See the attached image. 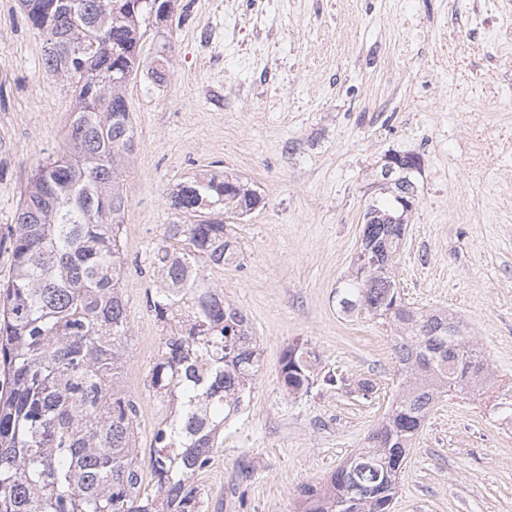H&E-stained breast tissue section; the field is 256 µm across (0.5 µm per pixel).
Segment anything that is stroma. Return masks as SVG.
Instances as JSON below:
<instances>
[{
    "label": "stroma",
    "mask_w": 512,
    "mask_h": 512,
    "mask_svg": "<svg viewBox=\"0 0 512 512\" xmlns=\"http://www.w3.org/2000/svg\"><path fill=\"white\" fill-rule=\"evenodd\" d=\"M473 0H175L148 24L125 95L136 150L124 174L129 359L122 389L140 405V461L171 411L146 385L175 327L146 306L140 272L176 186L208 169L256 188L233 225L241 267L210 279L246 315L263 357L250 401L224 425L197 482L203 512H297L363 447L398 394L390 333L341 311L371 185L386 155L411 152L416 206L394 267L406 302L443 310L484 348L488 395L439 403L401 474L392 512H512V15ZM237 17V27L224 19ZM43 35L19 0H0V237L39 164L66 151L71 82L46 71ZM165 55L167 79L152 70ZM301 344L340 387L285 392L281 357ZM371 392H362V384ZM249 475H241L242 466Z\"/></svg>",
    "instance_id": "stroma-1"
}]
</instances>
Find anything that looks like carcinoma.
<instances>
[{
    "mask_svg": "<svg viewBox=\"0 0 512 512\" xmlns=\"http://www.w3.org/2000/svg\"><path fill=\"white\" fill-rule=\"evenodd\" d=\"M21 0L31 27L55 40L43 65L74 81L67 154L32 175L16 223L7 233L11 275L0 284V512H201L197 475L214 457L224 423L237 413L261 367L262 353L245 315L224 300L207 269L241 266L230 219L260 203L236 178L201 173L171 208L194 219L167 224L146 253L156 277L147 305L163 323L189 328L161 338L148 387L175 404L153 433L152 495L142 493L138 404L119 389L128 358L126 271L121 230L127 209L122 163L135 151L120 71L140 64L147 4L130 0ZM98 33L92 74L71 57L75 25ZM420 157L387 156L379 195L363 215L354 273L341 286L347 312L366 311L394 327L393 351L403 377L388 414L352 458L360 470L338 467L321 485L302 491L301 512H390L399 475L432 408L449 392L483 384L485 364L444 312L413 309L402 298L393 267L408 212L401 197L415 192ZM224 218L199 214L197 198ZM321 379L316 354L291 346L281 357L283 388L306 392Z\"/></svg>",
    "mask_w": 512,
    "mask_h": 512,
    "instance_id": "cac0c4a2",
    "label": "carcinoma"
}]
</instances>
